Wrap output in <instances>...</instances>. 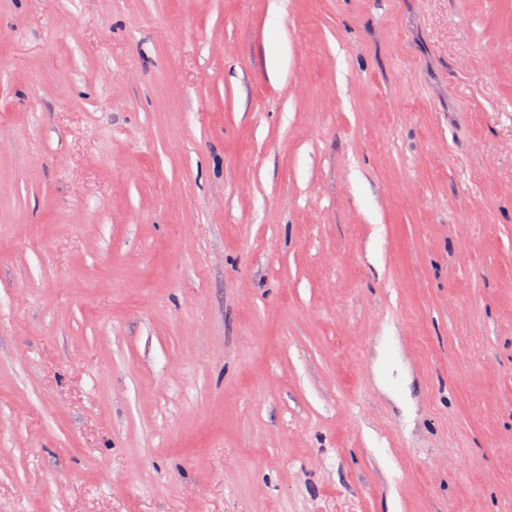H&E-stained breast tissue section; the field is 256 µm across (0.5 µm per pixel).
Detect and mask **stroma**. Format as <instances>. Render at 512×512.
Masks as SVG:
<instances>
[{"label": "stroma", "instance_id": "obj_1", "mask_svg": "<svg viewBox=\"0 0 512 512\" xmlns=\"http://www.w3.org/2000/svg\"><path fill=\"white\" fill-rule=\"evenodd\" d=\"M0 512H512V0H0Z\"/></svg>", "mask_w": 512, "mask_h": 512}]
</instances>
